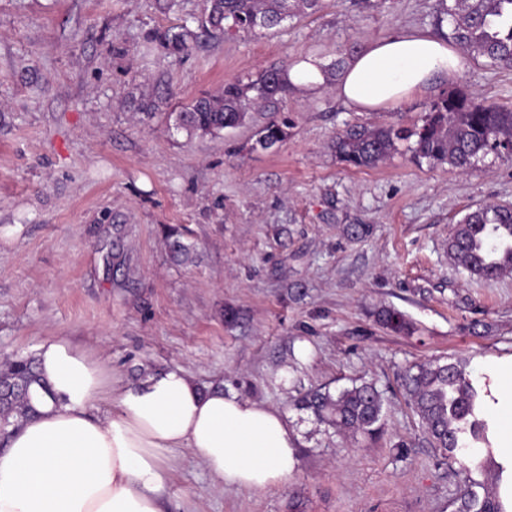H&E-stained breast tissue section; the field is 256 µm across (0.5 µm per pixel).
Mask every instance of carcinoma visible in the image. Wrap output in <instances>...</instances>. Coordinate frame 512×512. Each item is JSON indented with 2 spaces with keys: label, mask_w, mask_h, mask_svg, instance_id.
<instances>
[{
  "label": "carcinoma",
  "mask_w": 512,
  "mask_h": 512,
  "mask_svg": "<svg viewBox=\"0 0 512 512\" xmlns=\"http://www.w3.org/2000/svg\"><path fill=\"white\" fill-rule=\"evenodd\" d=\"M323 0H203L195 28L187 23L153 33L152 39L168 55L187 53L197 32L270 31L286 20L314 15ZM448 31H443V26ZM438 33L472 59L501 69H512V0H438ZM294 90L287 69H266L246 83L224 85V92L193 99L175 113V126L190 135H217L245 125L256 109L279 111L283 96ZM290 119H272L260 127L255 144L266 150L288 136ZM413 140L415 157L431 166L447 164L467 170L493 154L512 159V110L475 103L455 91L436 102L423 124L415 129L391 125H356L339 132L333 141L336 155L357 168L384 161L400 141ZM173 260L190 263L194 248L177 234L167 240ZM453 265L479 281L492 282L512 273V206L488 205L465 214L448 236ZM383 327L409 334L412 323L395 308L377 314ZM402 381L432 447L458 461L468 475L452 512H512V501L501 494L506 467L496 459L494 427L484 409L486 392L457 363L438 360L408 367ZM39 382L34 359L12 356L0 372V435L18 427L33 412L30 387ZM302 408L338 433L376 437L384 429L383 393L363 382L335 393L316 389L301 398ZM492 468L493 487L479 493L480 483L469 479L475 469Z\"/></svg>",
  "instance_id": "carcinoma-1"
}]
</instances>
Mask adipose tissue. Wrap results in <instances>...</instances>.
I'll return each mask as SVG.
<instances>
[{
    "label": "adipose tissue",
    "instance_id": "adipose-tissue-1",
    "mask_svg": "<svg viewBox=\"0 0 512 512\" xmlns=\"http://www.w3.org/2000/svg\"><path fill=\"white\" fill-rule=\"evenodd\" d=\"M469 61L401 29L366 41L333 81L350 108L376 112L454 83ZM34 357L36 413L0 444V512H163L183 449L223 489L263 491L298 469V436L276 408L200 389L178 367L128 385L63 338L43 339Z\"/></svg>",
    "mask_w": 512,
    "mask_h": 512
}]
</instances>
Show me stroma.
Listing matches in <instances>:
<instances>
[{"mask_svg":"<svg viewBox=\"0 0 512 512\" xmlns=\"http://www.w3.org/2000/svg\"><path fill=\"white\" fill-rule=\"evenodd\" d=\"M200 3L0 0V355L64 337L128 383L179 367L287 415L300 458L287 483L223 490L185 450L166 512H449L459 465L429 444L401 375L440 360L478 379L512 359V274L470 279L447 252L466 213L512 205V160L432 167L406 141L371 168L336 156L346 127L421 125L444 85L390 112L354 111L329 88L293 91L280 103L288 137L268 150L255 146L266 112L204 136L170 117L266 69L432 30L436 0H325L278 30L167 55L153 32ZM454 87L512 109V70L474 63ZM167 89L155 114L138 112ZM357 225L366 235L352 236ZM174 231L194 262L171 259ZM386 307L411 334L377 322ZM362 381L386 398L377 438L336 435L298 405Z\"/></svg>","mask_w":512,"mask_h":512,"instance_id":"obj_1","label":"stroma"}]
</instances>
